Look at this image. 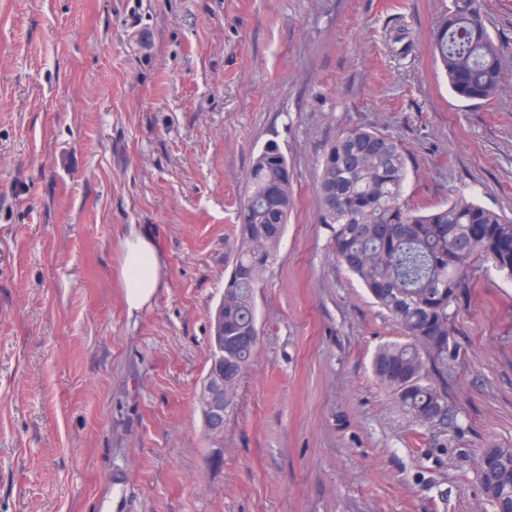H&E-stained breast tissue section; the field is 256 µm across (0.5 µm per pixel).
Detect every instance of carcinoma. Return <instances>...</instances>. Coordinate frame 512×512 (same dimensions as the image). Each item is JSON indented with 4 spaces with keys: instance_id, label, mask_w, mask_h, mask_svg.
<instances>
[{
    "instance_id": "obj_1",
    "label": "carcinoma",
    "mask_w": 512,
    "mask_h": 512,
    "mask_svg": "<svg viewBox=\"0 0 512 512\" xmlns=\"http://www.w3.org/2000/svg\"><path fill=\"white\" fill-rule=\"evenodd\" d=\"M433 50L459 100L495 97L504 77L503 55L487 33L479 0H454L438 22ZM285 159L279 148L265 151L248 173L237 253L224 287L226 415L236 407L239 383L260 341L256 289L275 259L294 204L290 184L281 189L278 209L265 203ZM407 176L393 137L365 127L342 132L318 164V221L330 229L338 261L406 337L376 350L373 375L416 425L430 427L448 418L451 327L469 287L468 269L486 262L512 279V218L465 196L424 212L405 197ZM478 477L494 512H512V448L485 449Z\"/></svg>"
}]
</instances>
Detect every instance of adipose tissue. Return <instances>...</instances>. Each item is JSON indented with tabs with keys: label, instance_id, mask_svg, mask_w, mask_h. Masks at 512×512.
<instances>
[{
	"label": "adipose tissue",
	"instance_id": "adipose-tissue-1",
	"mask_svg": "<svg viewBox=\"0 0 512 512\" xmlns=\"http://www.w3.org/2000/svg\"><path fill=\"white\" fill-rule=\"evenodd\" d=\"M121 280L128 312L150 304L163 286V263L153 242L138 233L123 240Z\"/></svg>",
	"mask_w": 512,
	"mask_h": 512
}]
</instances>
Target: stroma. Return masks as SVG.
Listing matches in <instances>:
<instances>
[{
  "label": "stroma",
  "mask_w": 512,
  "mask_h": 512,
  "mask_svg": "<svg viewBox=\"0 0 512 512\" xmlns=\"http://www.w3.org/2000/svg\"><path fill=\"white\" fill-rule=\"evenodd\" d=\"M452 0H0V512H493L512 448V287L469 271L446 424L372 376L401 340L329 246L317 162L392 136L406 194L512 217V0L494 101L456 99L431 47ZM276 141L294 207L256 295L260 342L215 445L198 400L253 160ZM164 286L129 314L122 241ZM478 477L494 511L512 512V448H486L480 459Z\"/></svg>",
  "instance_id": "obj_1"
}]
</instances>
